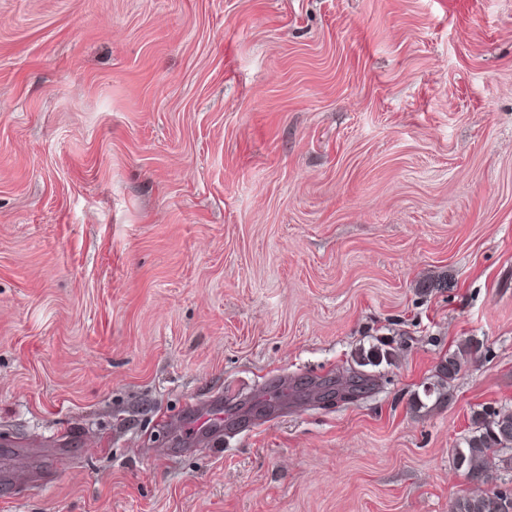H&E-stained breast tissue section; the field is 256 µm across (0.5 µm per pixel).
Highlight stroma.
<instances>
[{
  "instance_id": "1",
  "label": "stroma",
  "mask_w": 512,
  "mask_h": 512,
  "mask_svg": "<svg viewBox=\"0 0 512 512\" xmlns=\"http://www.w3.org/2000/svg\"><path fill=\"white\" fill-rule=\"evenodd\" d=\"M502 407L512 0H0V512H449Z\"/></svg>"
}]
</instances>
